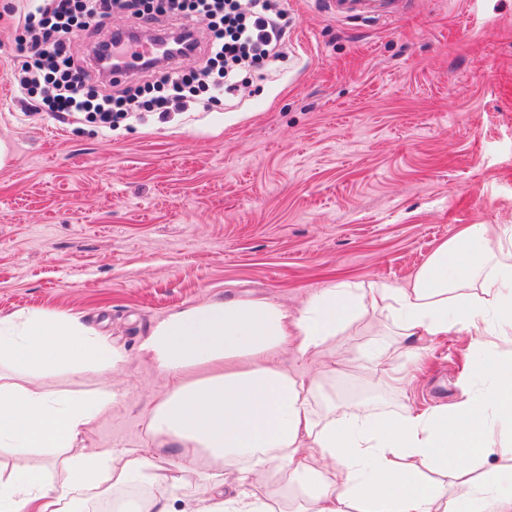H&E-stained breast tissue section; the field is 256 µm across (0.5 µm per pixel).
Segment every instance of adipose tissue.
Wrapping results in <instances>:
<instances>
[{"mask_svg": "<svg viewBox=\"0 0 512 512\" xmlns=\"http://www.w3.org/2000/svg\"><path fill=\"white\" fill-rule=\"evenodd\" d=\"M370 313L405 341L468 337L479 389L423 410L336 403L344 364L325 355ZM511 334L512 225L469 224L404 285L335 282L295 313L240 296L169 312L139 346L171 381L145 418L148 447L84 451L80 435L117 390L54 392L44 380L117 373L124 351L75 317H0V512H175L185 494L157 465L160 448L205 475L211 495L193 512H512L511 490L483 485L512 461V440H490L491 423L512 431V355L490 350ZM287 350L295 366L280 364Z\"/></svg>", "mask_w": 512, "mask_h": 512, "instance_id": "obj_1", "label": "adipose tissue"}]
</instances>
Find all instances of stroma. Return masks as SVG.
<instances>
[{
	"label": "stroma",
	"instance_id": "obj_1",
	"mask_svg": "<svg viewBox=\"0 0 512 512\" xmlns=\"http://www.w3.org/2000/svg\"><path fill=\"white\" fill-rule=\"evenodd\" d=\"M280 0L283 56L210 111L145 113L104 131L24 108L11 82L25 0H0V317L52 310L120 344L126 363L87 448L147 441L167 380L138 353L169 310L229 293L303 307L331 280L408 282L466 224L512 225V0H411L395 19ZM362 318L336 338V394L400 396L354 367ZM408 392L454 404L472 360L419 340Z\"/></svg>",
	"mask_w": 512,
	"mask_h": 512
}]
</instances>
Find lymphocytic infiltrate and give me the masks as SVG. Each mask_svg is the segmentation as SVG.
Listing matches in <instances>:
<instances>
[{
	"mask_svg": "<svg viewBox=\"0 0 512 512\" xmlns=\"http://www.w3.org/2000/svg\"><path fill=\"white\" fill-rule=\"evenodd\" d=\"M146 22L172 17L183 22L207 23L206 52L200 67L182 71L177 63L147 67L151 81L115 94L93 91V62L75 59L72 48L81 31L104 26L115 12ZM275 0H250L241 10L239 0H30L24 15L28 36L12 68L15 86L34 112L87 114L99 127L109 129L139 111L167 114L186 99L213 94L231 85L246 68L263 64L279 54L282 29Z\"/></svg>",
	"mask_w": 512,
	"mask_h": 512,
	"instance_id": "f902f5d3",
	"label": "lymphocytic infiltrate"
}]
</instances>
